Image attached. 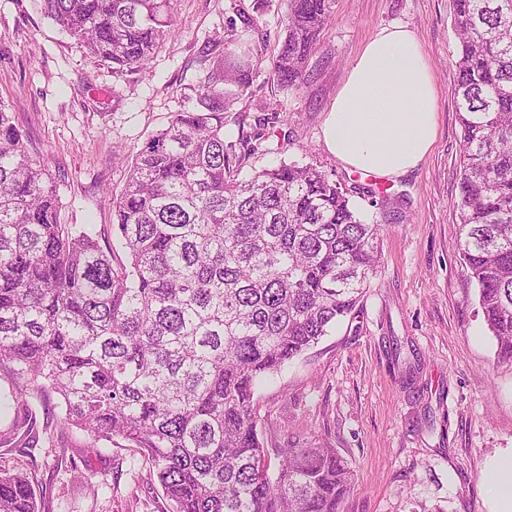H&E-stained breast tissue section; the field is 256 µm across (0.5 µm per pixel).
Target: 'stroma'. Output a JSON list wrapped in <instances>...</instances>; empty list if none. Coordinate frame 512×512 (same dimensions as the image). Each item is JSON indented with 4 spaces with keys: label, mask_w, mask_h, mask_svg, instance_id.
I'll return each mask as SVG.
<instances>
[{
    "label": "stroma",
    "mask_w": 512,
    "mask_h": 512,
    "mask_svg": "<svg viewBox=\"0 0 512 512\" xmlns=\"http://www.w3.org/2000/svg\"><path fill=\"white\" fill-rule=\"evenodd\" d=\"M454 10L455 0H336L303 85L289 91L269 78L279 0H176L177 34L158 48L149 74L121 76L87 56L40 0H0V104L31 153L50 158L60 222L95 225L116 256L124 250L112 233V198L131 156L174 113L196 108L198 56L240 13L258 22L252 39L263 63L225 112L224 133H257L270 114L288 133L277 154L243 157L240 177L278 159L314 166L370 222L384 214L369 189L393 199L381 266L357 310L259 390L258 430L269 446L319 439L352 463L343 512H490L488 462L512 448V364L497 360L459 256ZM392 25L412 30L431 63L439 131L417 169L386 179L345 168L322 127L352 58ZM17 470L32 475L51 512L168 508L140 454L76 429L54 453L0 448V472Z\"/></svg>",
    "instance_id": "stroma-1"
}]
</instances>
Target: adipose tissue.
Listing matches in <instances>:
<instances>
[{
	"label": "adipose tissue",
	"mask_w": 512,
	"mask_h": 512,
	"mask_svg": "<svg viewBox=\"0 0 512 512\" xmlns=\"http://www.w3.org/2000/svg\"><path fill=\"white\" fill-rule=\"evenodd\" d=\"M436 100L433 70L413 31L385 28L351 61L327 112L325 146L344 166L403 176L437 138Z\"/></svg>",
	"instance_id": "1"
}]
</instances>
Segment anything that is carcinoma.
Here are the masks:
<instances>
[{"label":"carcinoma","instance_id":"1","mask_svg":"<svg viewBox=\"0 0 512 512\" xmlns=\"http://www.w3.org/2000/svg\"><path fill=\"white\" fill-rule=\"evenodd\" d=\"M175 0H41L112 73L149 72L176 34ZM335 0H283L271 64L298 88ZM202 57L197 109L133 156L112 201L125 258L58 221L48 160L0 106L1 448H53L76 428L136 448L170 512H342L356 471L323 441L268 448L258 383L360 301L384 224L361 219L325 172L285 161L238 178L224 112L261 58L256 20L228 21ZM459 247L497 360L512 363V0H456ZM54 422L38 424L51 398ZM0 512H45L28 473H0Z\"/></svg>","mask_w":512,"mask_h":512}]
</instances>
